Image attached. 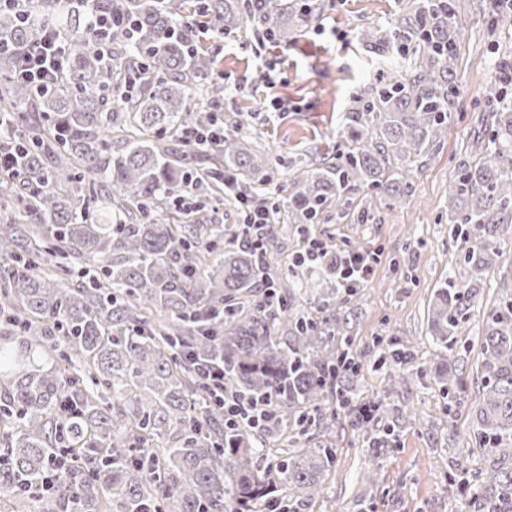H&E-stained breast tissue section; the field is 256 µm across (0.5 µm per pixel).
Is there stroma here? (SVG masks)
<instances>
[{
	"label": "stroma",
	"instance_id": "stroma-1",
	"mask_svg": "<svg viewBox=\"0 0 512 512\" xmlns=\"http://www.w3.org/2000/svg\"><path fill=\"white\" fill-rule=\"evenodd\" d=\"M328 8L313 26L285 44L260 40V27L248 19L235 32L208 37L204 48L215 60L199 99L224 114L225 129L242 122L253 146L273 153L274 173L265 193L288 205V171L296 160L335 162L348 149L338 135L342 112L354 92L376 71L407 72L410 56L382 53L361 38L365 29H385L402 0H326ZM465 36L458 46L461 107L435 154L416 162L413 192L392 206L380 191L361 187L325 209L315 226L332 249L373 253L377 266L360 288L344 333L353 341L361 369L349 386L353 402L384 400L378 425L391 443L372 452L360 434H336V467L325 483L315 512H473L476 488L461 489L447 472L460 462L469 473L512 459H494L480 448L478 412L482 404L480 337L488 307L512 281V234L491 269L474 274L458 256L448 222V185L458 167L487 146L485 119L496 61L512 60V15L491 26L486 0H469L461 15ZM478 290L454 353L436 344L427 311L436 288L446 281ZM410 359L406 381L389 389L395 352ZM452 365L463 381L456 404H449L437 374ZM373 470L374 482L362 478Z\"/></svg>",
	"mask_w": 512,
	"mask_h": 512
}]
</instances>
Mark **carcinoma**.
<instances>
[{
    "label": "carcinoma",
    "mask_w": 512,
    "mask_h": 512,
    "mask_svg": "<svg viewBox=\"0 0 512 512\" xmlns=\"http://www.w3.org/2000/svg\"><path fill=\"white\" fill-rule=\"evenodd\" d=\"M464 0H407L374 45L412 50L410 74L382 71L355 93L339 135L352 148L336 163L292 166L288 223L303 235L327 204L359 186L411 194L412 170L383 183L394 161L434 155L459 106L457 47ZM324 0H30L0 10V143L21 164L0 174V486L30 512H254L288 493L289 512H314L336 449L310 429L346 407L342 379L351 338L329 328L348 299L336 276L314 292V317L296 305L301 282H273L258 297L266 257L229 238L213 264L197 252L223 234L212 224L170 223L162 210L187 180L221 199L224 176L263 185L271 155L237 132L209 151L179 148V133L212 126L196 101L214 60L184 20L201 13L215 34L258 20L288 43ZM134 21L92 34L98 10ZM27 22H22L21 14ZM36 29L62 30V77L38 89L18 76L15 49ZM485 152L459 166L448 187V223L479 274L502 257L512 228V102L498 95ZM477 289H436L430 334L453 351ZM484 393L477 436L512 458V283L483 318ZM288 328V341L271 331ZM224 365V386L270 403L272 423L227 425L193 362ZM355 427L379 450L388 434ZM66 473L34 496L55 460ZM475 512H512V468L476 474Z\"/></svg>",
    "instance_id": "cac0c4a2"
}]
</instances>
